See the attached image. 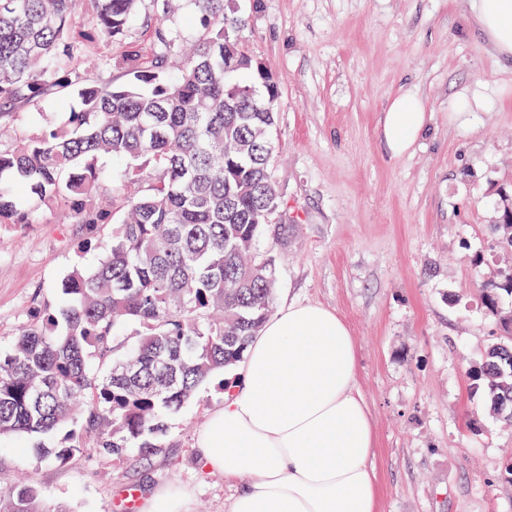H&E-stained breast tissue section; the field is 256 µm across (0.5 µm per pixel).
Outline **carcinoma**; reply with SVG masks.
I'll use <instances>...</instances> for the list:
<instances>
[{"label": "carcinoma", "instance_id": "1", "mask_svg": "<svg viewBox=\"0 0 512 512\" xmlns=\"http://www.w3.org/2000/svg\"><path fill=\"white\" fill-rule=\"evenodd\" d=\"M197 35L168 24L181 0H0V131L49 97H71L64 121L0 146V225L33 224L18 189L85 239L108 235L96 266L76 265L57 304L41 301L0 351V437L54 436L39 460L91 448L149 460L166 417L235 365L272 314L277 259L259 250L282 194L268 168L277 126L275 77L245 47L228 0H191ZM121 47L114 82L101 50ZM116 166L118 184L101 160ZM512 249V223L489 225ZM512 270L483 290L508 336L469 369L494 412L512 419ZM0 512H63L31 484L0 483Z\"/></svg>", "mask_w": 512, "mask_h": 512}]
</instances>
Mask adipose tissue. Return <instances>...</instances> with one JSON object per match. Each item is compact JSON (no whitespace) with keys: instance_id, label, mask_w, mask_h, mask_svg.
Segmentation results:
<instances>
[{"instance_id":"1","label":"adipose tissue","mask_w":512,"mask_h":512,"mask_svg":"<svg viewBox=\"0 0 512 512\" xmlns=\"http://www.w3.org/2000/svg\"><path fill=\"white\" fill-rule=\"evenodd\" d=\"M492 51L512 59V0H473ZM428 116L411 95L394 97L380 136L409 152ZM349 328L319 305H289L249 344L237 389L197 435L205 467L239 482L229 512H377L374 426L357 386Z\"/></svg>"}]
</instances>
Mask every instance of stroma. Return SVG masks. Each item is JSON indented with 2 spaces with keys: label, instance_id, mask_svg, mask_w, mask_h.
Returning a JSON list of instances; mask_svg holds the SVG:
<instances>
[{
  "label": "stroma",
  "instance_id": "stroma-1",
  "mask_svg": "<svg viewBox=\"0 0 512 512\" xmlns=\"http://www.w3.org/2000/svg\"><path fill=\"white\" fill-rule=\"evenodd\" d=\"M248 51L278 82L270 176L288 227L278 245L275 307L322 305L348 326L358 386L374 425L378 512H512V425L490 411L467 371L502 331L483 288L512 267L486 225L512 187V61L495 58L470 0H234ZM479 85L502 99L470 126L448 102ZM418 96L424 135L391 156L380 137L390 99ZM101 239L44 211L37 224L0 228V350L32 310L55 300L73 265H94ZM224 395L217 383L167 418L171 446L150 464L78 454L36 461L54 438L0 440V474L19 476L63 512H111L184 491L191 512H226L237 483L203 469L195 436Z\"/></svg>",
  "mask_w": 512,
  "mask_h": 512
}]
</instances>
